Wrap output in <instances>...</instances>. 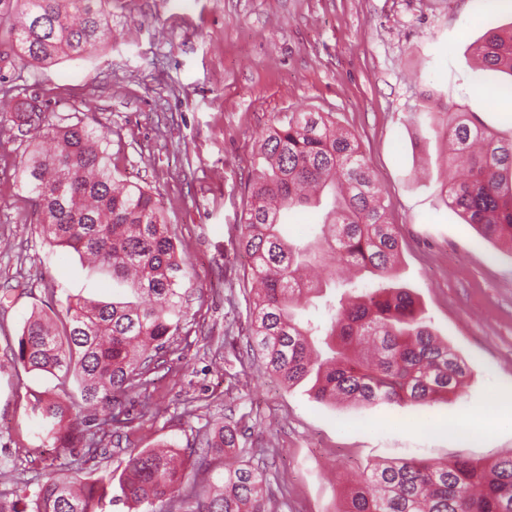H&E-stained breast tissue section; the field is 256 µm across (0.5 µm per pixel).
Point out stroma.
Returning <instances> with one entry per match:
<instances>
[{"label":"stroma","instance_id":"35a3bbf8","mask_svg":"<svg viewBox=\"0 0 512 512\" xmlns=\"http://www.w3.org/2000/svg\"><path fill=\"white\" fill-rule=\"evenodd\" d=\"M512 26V0H112V41L79 59L7 74L0 113L36 101L56 120L112 132V162L164 210L186 287L196 289L180 349L157 373L153 416L127 405L122 447L83 464L81 480L120 477L125 443L190 453L198 431L238 428L236 459L273 449L272 512H340L347 478L377 461L491 463L512 454V250L482 240L446 203L443 119L476 111L512 137V111L479 102L512 82L476 73L470 46L489 25ZM331 112L359 140L399 239L397 285L464 359L466 385L425 405L359 407L316 399L311 382L263 376L247 353L251 280L241 217L261 169L259 136L291 112ZM25 138L0 141V497H33L57 468L28 418L55 379L13 359L35 308L68 295L124 301L128 287L52 247L25 222ZM192 405L193 417L183 414ZM479 414L488 431L441 432ZM27 471L28 485L9 470Z\"/></svg>","mask_w":512,"mask_h":512}]
</instances>
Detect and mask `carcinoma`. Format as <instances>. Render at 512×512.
I'll list each match as a JSON object with an SVG mask.
<instances>
[{
  "label": "carcinoma",
  "instance_id": "obj_1",
  "mask_svg": "<svg viewBox=\"0 0 512 512\" xmlns=\"http://www.w3.org/2000/svg\"><path fill=\"white\" fill-rule=\"evenodd\" d=\"M112 39V0H0V70L79 58ZM478 70L512 75V29L488 28L476 42ZM0 134L30 137L21 182L35 201L36 223L53 247L87 258L134 300L67 299L63 316L34 310L25 320L13 358L28 371L49 374L55 390L30 405L60 454L79 448L93 459L107 453L119 406L152 383L177 336L192 291L184 287L179 257L162 209L139 183L112 167L105 126L63 124L31 103L0 114ZM448 163L466 175L448 183V205L489 241L512 250V138L487 132L478 113L450 112L444 128ZM266 167L255 176L243 216L241 245L256 284L251 300L253 356L265 373L294 386L313 375L321 399L358 405L424 404L457 392L465 363L418 314L408 289L392 272L399 240L388 223L381 189L355 135L338 128L330 112H292L260 138ZM330 189L333 207L320 232L305 244L284 238L282 213L313 203ZM355 268L361 280L335 305L326 323L300 319L336 275ZM332 343L321 359L313 337ZM100 410L97 430L78 428V405ZM238 447L237 430L216 424L199 436L189 465L224 471L200 492L175 463L176 454L129 449L120 487L139 504L161 501L166 512H268L267 463L224 461ZM50 474L34 499L0 501V512H106L103 476L79 486L80 468ZM342 512H512V455L491 465L469 459H406L364 471Z\"/></svg>",
  "mask_w": 512,
  "mask_h": 512
}]
</instances>
